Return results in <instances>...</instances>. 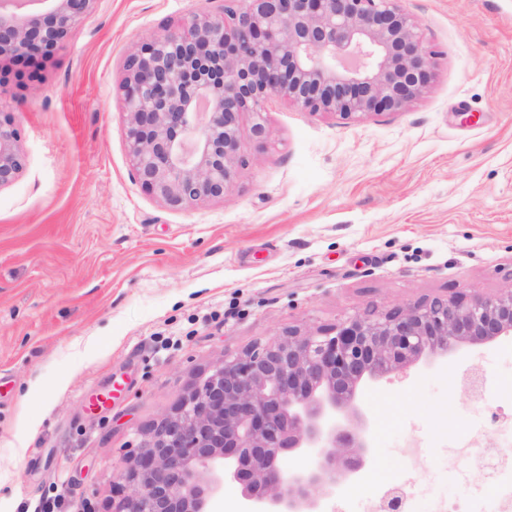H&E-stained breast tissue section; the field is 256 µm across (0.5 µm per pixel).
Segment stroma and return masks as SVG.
<instances>
[{
	"label": "stroma",
	"instance_id": "1",
	"mask_svg": "<svg viewBox=\"0 0 512 512\" xmlns=\"http://www.w3.org/2000/svg\"><path fill=\"white\" fill-rule=\"evenodd\" d=\"M435 56L402 111L345 120L266 103L226 198L182 209L132 176L120 91L132 46L224 0H97L36 74L0 63L23 174L0 189V512H110L141 433L224 355L356 312L512 289V0H402ZM478 370L481 398L461 383ZM114 390L110 406L89 398ZM512 399V338L365 392L361 487L425 470L411 512L473 491L443 437ZM428 448L406 457L403 440Z\"/></svg>",
	"mask_w": 512,
	"mask_h": 512
}]
</instances>
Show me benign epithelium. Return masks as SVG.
<instances>
[{"instance_id": "benign-epithelium-1", "label": "benign epithelium", "mask_w": 512, "mask_h": 512, "mask_svg": "<svg viewBox=\"0 0 512 512\" xmlns=\"http://www.w3.org/2000/svg\"><path fill=\"white\" fill-rule=\"evenodd\" d=\"M51 3L32 11L26 3ZM96 0H0V58L34 64L73 35ZM433 51L399 0H226L137 45L121 91L132 175L178 209L222 200L249 163L240 118L270 138L269 97L345 120L398 112L431 80ZM27 157L0 111V189ZM512 336V289L368 309L226 355L149 429L113 512H213L234 484L247 512H317L370 454L359 396L434 356ZM313 456L310 467L287 461Z\"/></svg>"}]
</instances>
